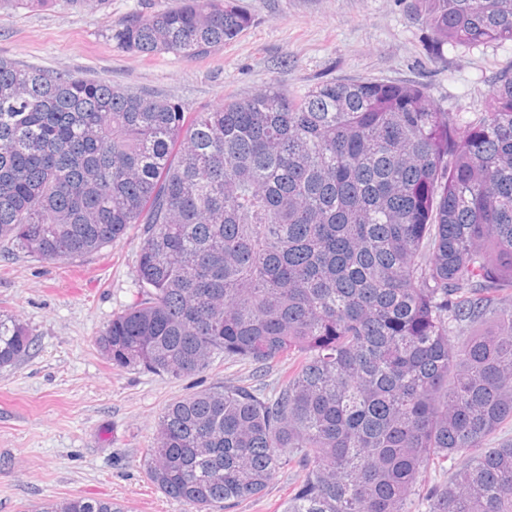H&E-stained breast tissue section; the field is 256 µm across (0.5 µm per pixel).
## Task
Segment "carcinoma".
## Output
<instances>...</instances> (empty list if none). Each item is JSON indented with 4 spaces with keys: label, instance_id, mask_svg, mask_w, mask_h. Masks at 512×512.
<instances>
[{
    "label": "carcinoma",
    "instance_id": "obj_1",
    "mask_svg": "<svg viewBox=\"0 0 512 512\" xmlns=\"http://www.w3.org/2000/svg\"><path fill=\"white\" fill-rule=\"evenodd\" d=\"M412 9L434 58L512 40V0ZM251 24L237 0H180L103 38L195 60ZM132 228L139 291L96 338L113 366L294 357L271 395L226 384L164 409L145 460L166 496L227 509L290 466L282 512H411L415 494L426 512H512V443L483 447L512 422V65L467 118L424 85H277L210 109L0 58V242L58 260ZM30 347L1 314L0 368Z\"/></svg>",
    "mask_w": 512,
    "mask_h": 512
}]
</instances>
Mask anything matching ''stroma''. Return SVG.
Segmentation results:
<instances>
[{"mask_svg": "<svg viewBox=\"0 0 512 512\" xmlns=\"http://www.w3.org/2000/svg\"><path fill=\"white\" fill-rule=\"evenodd\" d=\"M176 3L58 0L1 10L0 57L211 108L276 84L300 94L330 79L422 83L441 111L469 117L484 111L494 75L512 63V41L448 45L431 57L412 0H239L251 27L198 60L141 56L101 36L131 13ZM137 243L132 230L96 253L55 261L0 249V314L20 319L33 341L27 356L0 369V512H40L72 498L105 500L115 512H191L165 496L143 464L160 414L202 389L239 383L270 392L283 383L284 359L259 370L220 357L183 378L112 366L95 338L138 289ZM298 481L296 470L282 469L230 512H281Z\"/></svg>", "mask_w": 512, "mask_h": 512, "instance_id": "stroma-1", "label": "stroma"}]
</instances>
